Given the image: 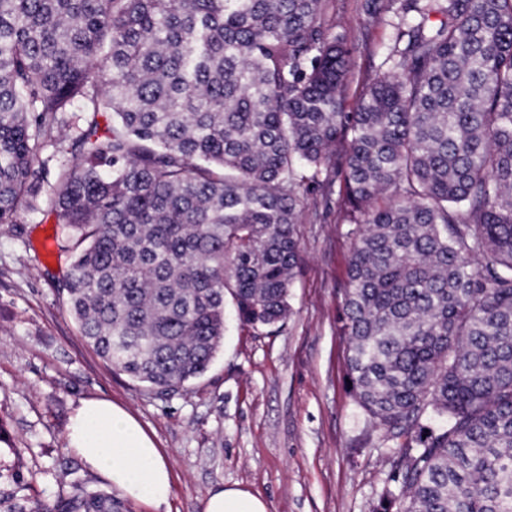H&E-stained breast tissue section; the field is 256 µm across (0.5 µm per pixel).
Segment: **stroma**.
Wrapping results in <instances>:
<instances>
[{"label": "stroma", "instance_id": "35a3bbf8", "mask_svg": "<svg viewBox=\"0 0 512 512\" xmlns=\"http://www.w3.org/2000/svg\"><path fill=\"white\" fill-rule=\"evenodd\" d=\"M327 17L355 37L350 95L373 81L392 39L368 22L364 0H329ZM340 185L308 194L286 326L261 333L225 313L224 343L206 374L167 394L99 357L61 291L66 258L51 252L53 220L21 211L0 229V512L53 503L77 480L109 483L66 443L80 402L106 398L153 434L171 468L160 506L130 512H204L210 493L248 489L270 512H374L394 489L381 433L346 381L339 321L351 248Z\"/></svg>", "mask_w": 512, "mask_h": 512}]
</instances>
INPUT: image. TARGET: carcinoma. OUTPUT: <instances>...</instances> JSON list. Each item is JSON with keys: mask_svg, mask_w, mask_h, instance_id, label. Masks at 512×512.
<instances>
[{"mask_svg": "<svg viewBox=\"0 0 512 512\" xmlns=\"http://www.w3.org/2000/svg\"><path fill=\"white\" fill-rule=\"evenodd\" d=\"M365 7L394 35L346 112L327 0H0V225L53 217L82 336L175 393L225 301L284 327L303 197L341 179L346 375L403 492L376 512H512V0Z\"/></svg>", "mask_w": 512, "mask_h": 512, "instance_id": "cac0c4a2", "label": "carcinoma"}]
</instances>
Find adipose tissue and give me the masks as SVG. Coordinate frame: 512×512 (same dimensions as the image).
I'll use <instances>...</instances> for the list:
<instances>
[{"label":"adipose tissue","mask_w":512,"mask_h":512,"mask_svg":"<svg viewBox=\"0 0 512 512\" xmlns=\"http://www.w3.org/2000/svg\"><path fill=\"white\" fill-rule=\"evenodd\" d=\"M66 441L80 458L130 500L166 502L170 468L153 438L126 410L106 399L82 401L70 418ZM204 512H269L248 490L226 487L212 492Z\"/></svg>","instance_id":"adipose-tissue-1"}]
</instances>
